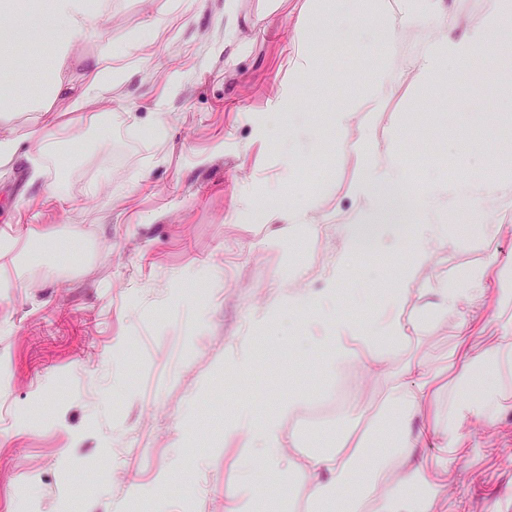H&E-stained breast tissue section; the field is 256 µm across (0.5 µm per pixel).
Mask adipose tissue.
<instances>
[{"instance_id":"1","label":"adipose tissue","mask_w":512,"mask_h":512,"mask_svg":"<svg viewBox=\"0 0 512 512\" xmlns=\"http://www.w3.org/2000/svg\"><path fill=\"white\" fill-rule=\"evenodd\" d=\"M49 7L57 33L54 46V65L44 74V98H52L66 88L64 66L70 57L71 39L74 35L95 28L111 11L112 0H26L27 16L39 14L42 7ZM432 395L430 378L418 374L415 383L401 384L393 388L389 402L397 412L396 421L382 420L378 429L381 448L367 468H359L351 455L338 453H311L306 457V468L312 478V498L320 512H432L441 493L437 482H425L421 472H412L407 484H426L424 496L413 498L396 489L387 496H378L379 486L384 483L390 464L402 457L406 449L426 444L425 436L411 438L402 429L407 419L418 414ZM512 395L501 390L487 391L475 400L465 403L459 399L448 402L447 447L450 453L464 448L465 440L460 432L467 415L492 416ZM250 447L256 449L266 466L278 469L286 458L281 448L277 418L267 417L251 426ZM357 482L359 492L347 499H338L341 487Z\"/></svg>"}]
</instances>
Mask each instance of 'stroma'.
Segmentation results:
<instances>
[{
	"label": "stroma",
	"mask_w": 512,
	"mask_h": 512,
	"mask_svg": "<svg viewBox=\"0 0 512 512\" xmlns=\"http://www.w3.org/2000/svg\"><path fill=\"white\" fill-rule=\"evenodd\" d=\"M498 4L112 0L74 37L77 88L102 46L144 49L113 59L111 92L80 117L60 95L0 121L19 139L0 167V232L17 239L0 254V512H224L232 488L263 492L268 512H315L310 444L359 450L367 466L405 367L436 368L463 336L478 354L512 332V304L498 300L512 286V56L496 34L476 55L448 52ZM4 24L17 39L6 88L39 99L50 11ZM66 119L73 143L32 179L27 129ZM390 166L398 216L357 191L368 168ZM426 224L440 234L421 238ZM45 237L66 244L51 278ZM422 249L389 309V285ZM475 268L483 297L443 310L444 290ZM387 316L403 327L397 343L334 361L324 339L337 319L362 335ZM458 385L457 370L438 378L407 423L431 444L393 462L382 492L410 466L437 470ZM269 412L284 478L240 467L248 422ZM462 432L437 512H512V406L468 416ZM425 252L424 250L415 254L404 265L403 274L394 288L390 290L389 305L392 309L397 308L404 300L406 287L410 283L413 275L417 272L420 266L424 264Z\"/></svg>",
	"instance_id": "obj_1"
}]
</instances>
